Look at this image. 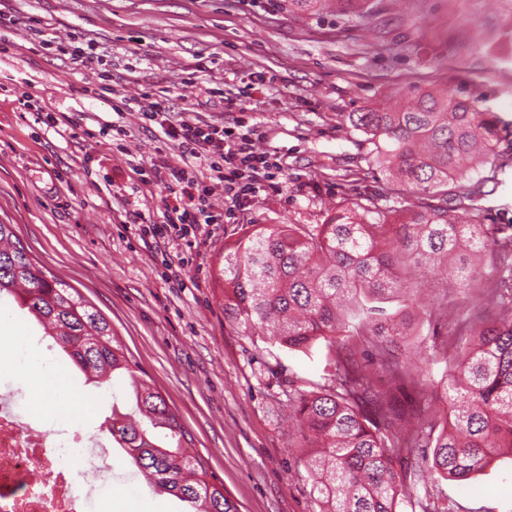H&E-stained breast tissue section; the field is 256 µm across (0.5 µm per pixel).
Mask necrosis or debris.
Wrapping results in <instances>:
<instances>
[{"instance_id": "4bbe7bcc", "label": "necrosis or debris", "mask_w": 512, "mask_h": 512, "mask_svg": "<svg viewBox=\"0 0 512 512\" xmlns=\"http://www.w3.org/2000/svg\"><path fill=\"white\" fill-rule=\"evenodd\" d=\"M109 469L85 424L32 420L22 388L0 379V512H90Z\"/></svg>"}]
</instances>
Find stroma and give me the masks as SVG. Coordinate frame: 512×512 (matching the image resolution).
<instances>
[{
  "mask_svg": "<svg viewBox=\"0 0 512 512\" xmlns=\"http://www.w3.org/2000/svg\"><path fill=\"white\" fill-rule=\"evenodd\" d=\"M377 19L329 13L289 14L288 0H9L14 19L0 37L18 48L0 57V224L14 231L40 266L78 288L110 323L137 375L178 415L200 460L239 512H313L312 480L288 417V398L331 384L326 346L311 354L243 335L224 319V290L215 270L225 248L251 224H323L353 191L395 205L378 168L365 159L363 132L344 120L392 95L445 84L478 85L504 121L512 120V38L504 8L493 0H406L403 13L374 0ZM50 36L91 40L107 60L117 97L166 90L174 118L237 119L267 132L265 147L281 156L285 179L221 224L195 249L184 275L190 288L161 278L162 258L180 246L140 237L134 213L162 222L167 192L145 175L151 163L181 165L177 146L117 116L110 102L81 94L95 73L58 55L25 49L30 18ZM83 115L88 136L65 139L38 122L17 98ZM242 95L241 111L224 99ZM122 120L126 153L107 130ZM488 224H512V161L484 186ZM422 302L435 323H421L407 342L427 360L435 383L381 375L355 342L366 374L385 401L417 408L397 429L395 467L410 496L399 512H512V456L501 455L465 482L421 480L425 454L413 440L430 406L451 414L440 384L450 372L448 346L462 294L441 274L426 278ZM63 377L87 400L82 419L106 433L113 408L129 410L125 382L97 387L73 367ZM102 498L128 501L130 512H180L155 493L120 446L100 483Z\"/></svg>",
  "mask_w": 512,
  "mask_h": 512,
  "instance_id": "1",
  "label": "stroma"
}]
</instances>
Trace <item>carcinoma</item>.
<instances>
[{
	"label": "carcinoma",
	"mask_w": 512,
	"mask_h": 512,
	"mask_svg": "<svg viewBox=\"0 0 512 512\" xmlns=\"http://www.w3.org/2000/svg\"><path fill=\"white\" fill-rule=\"evenodd\" d=\"M375 16L373 0H288V12ZM373 144L369 161L403 202L384 208L357 194L325 224H256L224 251L218 269L224 320L247 336L291 351L321 343L335 350L332 386L288 399L309 448L318 512H397L407 497L393 464L391 427L348 338L365 336L380 364L400 369L401 344L417 316L420 275L444 266L450 278L498 309L478 324L458 316L452 373L443 387L449 426L424 436L433 448L419 478L467 481L498 451L512 455V224H486L470 203L484 195L473 174L505 166L499 144L512 136L484 94L462 86L416 89L386 109L348 114ZM414 196L415 203H406ZM438 203L432 204L430 200ZM486 277H469L475 260ZM11 297L63 348L67 360L101 386L126 376L135 404L112 409L108 431L156 491L185 512H238L208 473L165 398L139 378L109 322L64 280L48 276L0 224V296Z\"/></svg>",
	"instance_id": "cac0c4a2"
}]
</instances>
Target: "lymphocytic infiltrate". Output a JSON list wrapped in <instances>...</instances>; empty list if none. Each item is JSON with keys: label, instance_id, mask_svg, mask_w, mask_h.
<instances>
[{"label": "lymphocytic infiltrate", "instance_id": "obj_1", "mask_svg": "<svg viewBox=\"0 0 512 512\" xmlns=\"http://www.w3.org/2000/svg\"><path fill=\"white\" fill-rule=\"evenodd\" d=\"M121 109L136 113L143 129L158 130L189 159L182 167L165 162L150 166L151 182L167 192L164 222L141 227L155 241L199 240L211 226L233 223L237 211L259 193L281 187L282 164L275 153L261 149L265 134L258 127L174 121L164 101L148 93L122 99ZM218 195L225 201L221 210L213 205Z\"/></svg>", "mask_w": 512, "mask_h": 512}]
</instances>
